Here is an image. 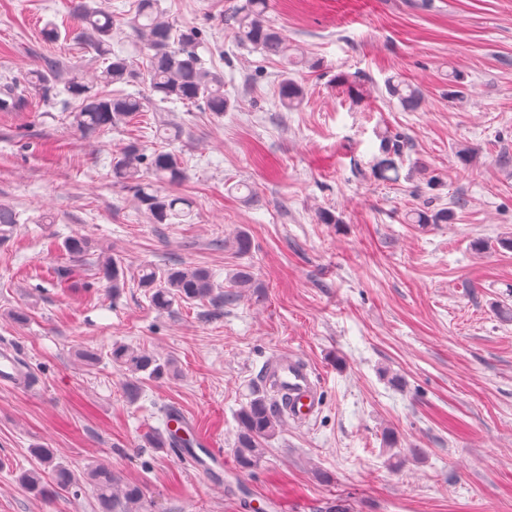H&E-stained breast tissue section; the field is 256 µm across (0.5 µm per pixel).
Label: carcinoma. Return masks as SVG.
<instances>
[{
  "label": "carcinoma",
  "instance_id": "cac0c4a2",
  "mask_svg": "<svg viewBox=\"0 0 512 512\" xmlns=\"http://www.w3.org/2000/svg\"><path fill=\"white\" fill-rule=\"evenodd\" d=\"M95 0H72V14L83 24L91 47L106 57L105 67L92 74L88 80L73 77L59 89L56 74L60 62L50 59L45 66L31 70L26 75L28 84L40 90L45 98L67 95L75 106L70 111L72 124L83 135L96 134L125 123L145 104L155 102H182L203 104L204 110L217 116L224 115L232 104L224 96V78L205 67L197 52L203 32L189 28L179 34L162 19L160 0H134V15L129 22L133 34L144 41L147 65L141 70L126 58L111 52L112 36L116 21L112 15L93 6ZM269 0H245V4L232 9L227 21L232 23L235 41L251 45L268 57L288 59V41L277 29L267 24ZM141 83L147 95L114 94V85ZM389 95L409 110L419 107L418 90L401 79L387 83ZM305 88L289 73H284L280 83L281 105L293 109L304 99ZM408 149V141L401 135H381L382 158L376 164L375 174L382 180L396 183L400 179L396 159ZM112 174L123 184L135 188L141 203L146 206L155 224H182L191 217L193 206L187 198L164 193L159 183L176 184L185 176L180 157L163 150L146 153L139 145H129L112 157ZM453 211L441 208L436 211L414 210L405 216L408 224H446ZM18 223L17 213L0 204V240L9 237L13 225ZM62 248L71 255L82 256L92 249L91 241L82 236L70 237ZM97 274L118 294L125 287L122 261L110 253H99ZM138 286L143 288L151 305L166 311L183 303L207 302L214 307L233 304L240 288H255L257 283L248 266L235 270L230 277V289L215 291L211 273L198 266L179 265L160 268L145 264L137 272ZM112 364L130 375L125 392L130 400L138 396L142 375L160 379L172 372L168 362L126 344L114 343L109 352ZM237 433L234 453L242 472L254 470L262 461L264 443L280 432L284 418L277 412L270 399L257 395L243 405L237 415ZM39 467L25 471L19 482L32 494L44 496L49 489L46 477H51L58 487H75L79 478L66 464L57 459L50 448L33 449ZM97 491L102 512H145L142 489L137 485H123L106 464H99L88 473Z\"/></svg>",
  "mask_w": 512,
  "mask_h": 512
}]
</instances>
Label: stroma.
I'll return each instance as SVG.
<instances>
[{
    "instance_id": "35a3bbf8",
    "label": "stroma",
    "mask_w": 512,
    "mask_h": 512,
    "mask_svg": "<svg viewBox=\"0 0 512 512\" xmlns=\"http://www.w3.org/2000/svg\"><path fill=\"white\" fill-rule=\"evenodd\" d=\"M101 2L120 22L113 53L143 63L127 25L134 0ZM242 2L161 0L174 28L204 31L198 52L223 72L232 110L150 103L83 137L63 98L22 81L46 57L66 78L101 67L76 36L70 0H0V85L15 82L23 101L0 112V202L19 216L0 241V343L37 378L0 389V512H99L88 484L25 491L17 475L35 467V446L78 468L111 466L143 487L151 512H245L259 496L282 512H512V0H270L290 65L235 42L225 17ZM47 24L68 39L44 43ZM286 70L306 92L291 111L279 103ZM453 72L465 101L448 96ZM392 77L421 90L417 110L388 94ZM164 124L183 130L169 149L185 168L174 190L196 203L188 224L152 223L112 180L113 153L158 147ZM385 130L410 142L396 184L374 175ZM447 206L445 224L404 220ZM240 230L246 255L223 245ZM71 236L123 260L120 296L96 277L95 253L62 250ZM145 263L201 266L219 283L243 264L260 288L216 315L201 303L161 312L137 286ZM62 266L76 271L65 287ZM117 341L173 360L177 375L144 379L129 402L123 370L80 357ZM282 351L312 366L321 406L307 423L286 422L243 473L236 413ZM170 408L223 450L234 493L148 446ZM414 448L420 460L390 466L393 450Z\"/></svg>"
}]
</instances>
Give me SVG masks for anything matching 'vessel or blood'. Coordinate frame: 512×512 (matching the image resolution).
<instances>
[{"label":"vessel or blood","instance_id":"1","mask_svg":"<svg viewBox=\"0 0 512 512\" xmlns=\"http://www.w3.org/2000/svg\"><path fill=\"white\" fill-rule=\"evenodd\" d=\"M23 368L15 354L0 347V387H12L21 379ZM265 380L277 387L279 408L295 423H305L317 413L319 397L315 372L298 357L279 354L267 365ZM165 445L175 454L190 460L195 471L206 475L220 469L224 454L215 442L199 434L194 422L172 413L166 422Z\"/></svg>","mask_w":512,"mask_h":512}]
</instances>
